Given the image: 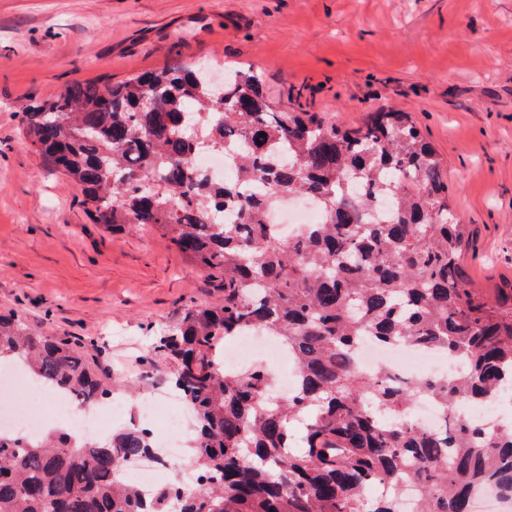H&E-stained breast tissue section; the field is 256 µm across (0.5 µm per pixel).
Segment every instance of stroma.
<instances>
[{"instance_id":"stroma-1","label":"stroma","mask_w":512,"mask_h":512,"mask_svg":"<svg viewBox=\"0 0 512 512\" xmlns=\"http://www.w3.org/2000/svg\"><path fill=\"white\" fill-rule=\"evenodd\" d=\"M250 67L283 112L411 113L467 224L475 287L512 289V0H0V312L123 384L162 326L223 289L158 229L94 223L31 150L25 105L174 64Z\"/></svg>"}]
</instances>
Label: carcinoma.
<instances>
[{"label":"carcinoma","instance_id":"1","mask_svg":"<svg viewBox=\"0 0 512 512\" xmlns=\"http://www.w3.org/2000/svg\"><path fill=\"white\" fill-rule=\"evenodd\" d=\"M28 143L81 188L108 227L150 224L180 253L216 272L224 299L188 307L149 354L172 362L190 404L197 485L164 483L143 509L120 481L129 461L163 465L136 424L88 444L68 432L37 440L0 434V512H397L374 483L419 487L417 512H471L473 487L512 493V424L458 413L512 391V289L471 286L460 255L467 225L448 204L442 160L407 112L380 110L344 129L316 112H280L260 76L224 71L217 100L200 66H170L123 82H75L23 112ZM240 168L215 183L195 164L201 146ZM311 198L324 222L283 236L266 223L275 192ZM385 193L376 213L372 194ZM258 328L297 365V388L266 399L267 373L220 365L228 337ZM435 349L461 375L408 386L360 371L357 345ZM82 403L112 388L62 336L0 315V363ZM423 391L443 411L424 432L411 418Z\"/></svg>","mask_w":512,"mask_h":512}]
</instances>
